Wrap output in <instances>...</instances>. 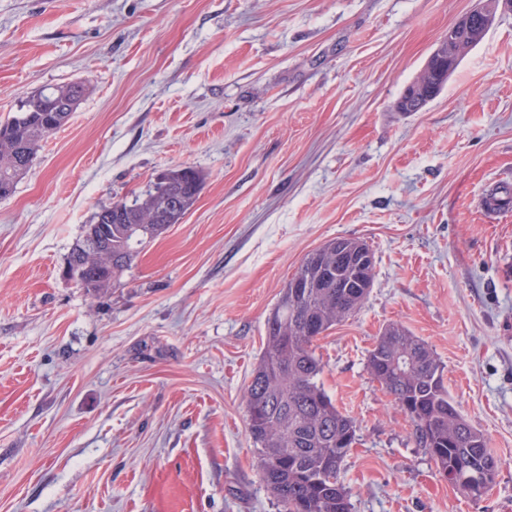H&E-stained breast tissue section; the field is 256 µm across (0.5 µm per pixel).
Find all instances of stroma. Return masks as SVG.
<instances>
[{
	"instance_id": "1",
	"label": "stroma",
	"mask_w": 512,
	"mask_h": 512,
	"mask_svg": "<svg viewBox=\"0 0 512 512\" xmlns=\"http://www.w3.org/2000/svg\"><path fill=\"white\" fill-rule=\"evenodd\" d=\"M473 0H0V122L85 94L0 199V512H283L245 390L304 257L353 237L360 309L316 342L359 438L351 512H512V8L423 110L395 104ZM190 165L181 223L108 291L63 275L100 207ZM423 339L498 463L473 498L367 370Z\"/></svg>"
}]
</instances>
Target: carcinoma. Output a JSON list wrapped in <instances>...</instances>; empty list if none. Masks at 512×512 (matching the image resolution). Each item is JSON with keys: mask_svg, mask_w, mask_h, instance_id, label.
<instances>
[{"mask_svg": "<svg viewBox=\"0 0 512 512\" xmlns=\"http://www.w3.org/2000/svg\"><path fill=\"white\" fill-rule=\"evenodd\" d=\"M484 38L481 27L473 25L461 32L453 54L438 46L410 84V95L398 100L397 111L425 107L453 75L448 62L460 63ZM83 95L84 87L75 83L35 91L0 124V199L12 194L40 143L68 121ZM203 183L195 167L181 166L136 197L123 218L109 221L108 206L95 212L91 223H112V265L97 257L98 267L85 273L82 287L96 293L111 287L138 256L135 246L161 236L165 225L180 223ZM369 252L361 241L339 237L308 254L294 276L322 279V287L298 292L285 285L266 319L264 350L246 392L247 430L257 445L261 480L289 512H351L339 474L357 444V424L326 393L314 342L368 296L373 264L363 257ZM367 368L409 419L412 434L440 472L453 477L452 484L466 495L482 496L479 489L494 482L497 462L486 436L463 417L448 393L445 368L429 346L390 325L377 336Z\"/></svg>", "mask_w": 512, "mask_h": 512, "instance_id": "carcinoma-1", "label": "carcinoma"}]
</instances>
